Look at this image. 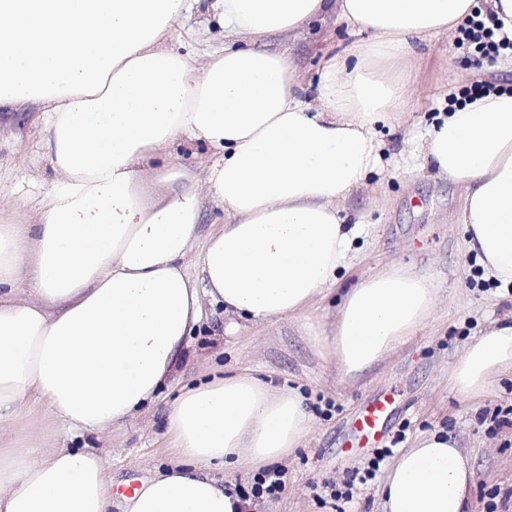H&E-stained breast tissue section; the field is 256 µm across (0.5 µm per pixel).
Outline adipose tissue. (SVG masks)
Listing matches in <instances>:
<instances>
[{
    "label": "adipose tissue",
    "instance_id": "ef3b65f1",
    "mask_svg": "<svg viewBox=\"0 0 512 512\" xmlns=\"http://www.w3.org/2000/svg\"><path fill=\"white\" fill-rule=\"evenodd\" d=\"M201 0H0V109L46 113L54 178L35 218L0 219V429L38 415L49 434L0 444V512H112L95 453L59 431L101 433L135 416L175 369L201 294L274 324L335 287L352 196L379 161V123L397 122L414 42L455 31L475 0H211L222 49L171 39ZM332 16L369 40L324 57L315 104L291 62L263 47ZM203 144L206 178L166 163ZM422 165L463 189L467 247L512 284V92L453 106L420 145ZM165 188L143 198V171ZM223 225L200 239L205 201ZM195 259L200 277L189 271ZM27 287L31 299L16 296ZM431 274L393 264L349 288L319 338L342 377L373 370L433 321ZM512 375V321L448 369L457 399ZM312 428L300 394L250 372L213 378L171 407L177 460L122 512H244L213 470L288 457ZM473 470L436 431L403 450L383 512H466Z\"/></svg>",
    "mask_w": 512,
    "mask_h": 512
}]
</instances>
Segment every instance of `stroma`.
Instances as JSON below:
<instances>
[{"label": "stroma", "mask_w": 512, "mask_h": 512, "mask_svg": "<svg viewBox=\"0 0 512 512\" xmlns=\"http://www.w3.org/2000/svg\"><path fill=\"white\" fill-rule=\"evenodd\" d=\"M363 39L325 16L311 20L297 35L273 39L269 47L290 59L310 102L323 55L349 50ZM175 40L200 56L224 45L216 20L200 12L193 13ZM410 83L413 94L399 124L376 128L381 159L348 208L346 222L355 236L337 290L276 324L225 312L222 302L202 295L203 317L154 401L103 433L60 435L59 446L102 455L113 490L149 479L172 463L167 411L181 391L215 374L250 369L273 389L299 390L314 428L291 456L273 464L285 473L283 493L274 500L252 499L248 512H336L340 507L345 512H383L386 463L352 501L341 506L332 496L334 487L350 472L367 467L375 453L371 447L348 451L347 424L380 391L396 399L380 447L390 446L399 433L408 448L422 435L446 432L472 459L468 512H487L488 493L494 489L504 496L496 512H512V426L498 423L499 415L512 408V381L494 384L470 402L459 401L448 389L450 364L492 324L512 316V290L482 272L479 258L468 250L457 223L460 188L421 168L414 152L454 96L478 84L512 92V73L499 70L496 61L475 58L455 32L418 46ZM44 138L40 112H0V186L6 190L0 212L29 211L51 182ZM392 263L434 277L440 297L436 319L371 373L342 379L315 338L334 323L343 289Z\"/></svg>", "instance_id": "stroma-1"}]
</instances>
